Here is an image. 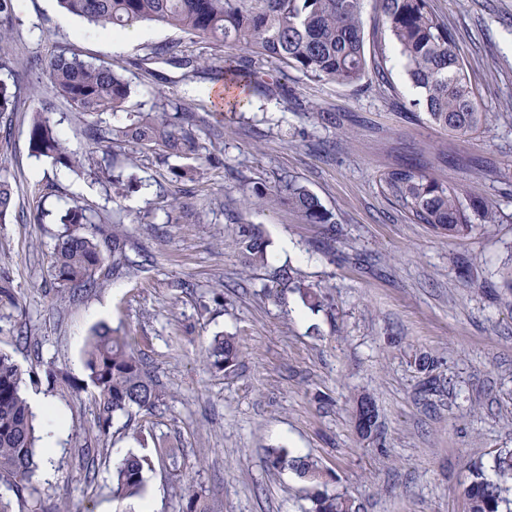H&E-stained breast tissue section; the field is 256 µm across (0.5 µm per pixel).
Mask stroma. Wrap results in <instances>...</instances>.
<instances>
[{"label":"stroma","instance_id":"obj_1","mask_svg":"<svg viewBox=\"0 0 512 512\" xmlns=\"http://www.w3.org/2000/svg\"><path fill=\"white\" fill-rule=\"evenodd\" d=\"M453 34L487 124L456 136L412 106L417 91L403 73L373 0L363 22L369 62L382 86L342 87L294 70L264 66L238 112L220 113L204 67L226 49L146 23L143 39L121 47L82 19L59 23L56 0H19L5 51L14 61L0 80L17 88L0 115V176L16 189V208L0 223V352L31 380L26 395L50 401L63 421L54 451L33 484L68 512H137V499L112 496V469L129 453L151 454L157 439L178 449L182 473L211 512H309L311 490L293 471L268 469L270 448L310 456L333 474L328 493L359 512H468L464 488L472 464L490 465L512 450V0H431ZM180 40L191 67L154 57ZM76 54L123 72L127 112L187 107L203 122L198 154L163 159L148 150H116L124 182L114 195L105 178L76 174L34 156V111L48 113L78 156L91 145L73 109L50 89L41 67ZM407 164L456 186L464 203L495 202L501 220L450 238L414 224L380 191L379 177ZM203 167L200 179L179 176ZM296 177L335 217L306 224L276 200L283 177ZM260 205H247L255 191ZM78 204L104 222L119 218L138 266L91 293L59 295L51 252L60 224L41 223ZM256 225L267 265H248L235 242ZM286 265L294 282L271 277ZM106 326L129 336L162 399L108 434L96 427L89 389L80 387L87 339ZM235 337L239 358L212 370L205 342ZM435 359L453 386L427 405L416 357ZM61 374L49 383L47 371ZM378 409L360 435L358 399ZM174 475L154 463L143 499L154 512H182Z\"/></svg>","mask_w":512,"mask_h":512}]
</instances>
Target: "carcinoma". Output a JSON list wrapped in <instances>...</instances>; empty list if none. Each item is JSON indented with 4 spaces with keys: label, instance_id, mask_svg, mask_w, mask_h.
<instances>
[{
    "label": "carcinoma",
    "instance_id": "carcinoma-1",
    "mask_svg": "<svg viewBox=\"0 0 512 512\" xmlns=\"http://www.w3.org/2000/svg\"><path fill=\"white\" fill-rule=\"evenodd\" d=\"M68 14L80 17L107 34L144 22H155L187 35L204 37L230 49L256 53L265 63L283 65L317 80L341 86H356L369 74L365 55L362 8L364 0H57ZM382 25L389 31L403 62L405 73L418 90L413 106L424 110L426 120L454 135H472L487 121L477 95L467 80L463 61L448 27L430 10L428 0H375ZM14 0H0V70H12L13 62L1 45L9 39ZM221 79L251 91L254 70L243 69L232 54L215 66ZM53 92L74 109L75 118L87 126L96 151L87 158L71 154L59 138L54 122L37 111L29 130V146L36 157H48L76 172L88 168L106 177L112 187L120 177L112 173V149L134 144L157 150L167 157H184L198 151L195 114L180 112H129L122 126L103 124L101 116L116 112L131 95L130 83L112 67L93 64L76 55L60 53L43 68ZM381 188L415 224H427L450 237H465L476 225L499 221L492 201L472 204L473 212L460 200L458 191L425 175L420 169L398 165L384 173ZM276 198L309 224H333L328 211L306 186L285 177L275 190ZM15 208V192L0 176V221ZM69 225L52 253L54 277L68 293L100 287L99 271L105 255L96 236L79 229L96 223V216L81 206H71L59 217ZM112 274H127L133 261L127 240L112 225ZM240 253L250 263L264 261L266 244L260 230L248 225L236 240ZM239 350L232 336L215 335L206 349L208 365L219 371L235 366ZM87 379L95 389L97 425L110 428L119 415L132 419L133 411H150L160 399L157 385L145 371L144 361L129 347L127 338L107 327L96 330L85 352ZM425 374L426 391L436 397L447 392L446 383L434 374L436 365L427 356L416 359ZM23 372L7 354L0 353V482L16 500L25 503L36 471L34 416L22 391ZM371 400L357 406L355 423L363 435L372 432ZM154 457L177 469L174 449L159 441ZM152 457V458H154ZM152 458L129 454L112 471V495L119 499L143 495ZM265 464L289 469L313 488V512H357L354 502L341 494L321 490L332 479L329 470L308 457H289L280 448L267 450ZM496 480L480 468L471 471L464 488L469 512H512V453L493 459ZM183 512H210L202 496L185 491Z\"/></svg>",
    "mask_w": 512,
    "mask_h": 512
}]
</instances>
